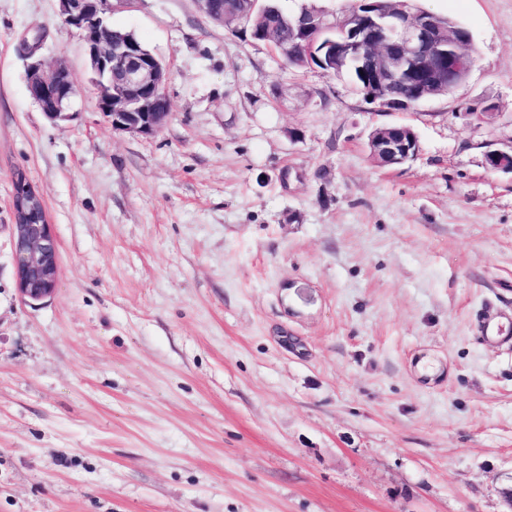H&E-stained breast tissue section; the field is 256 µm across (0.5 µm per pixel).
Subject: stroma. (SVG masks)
Wrapping results in <instances>:
<instances>
[{
  "label": "stroma",
  "instance_id": "35a3bbf8",
  "mask_svg": "<svg viewBox=\"0 0 512 512\" xmlns=\"http://www.w3.org/2000/svg\"><path fill=\"white\" fill-rule=\"evenodd\" d=\"M470 31L403 110L288 66L195 0L110 19L167 68L153 135L113 130L57 0H0V512H512V0H412ZM79 94L51 122L32 60ZM491 119H478L485 107ZM409 126L418 156L373 161ZM60 270L24 300L13 174ZM370 156L383 165L398 166L414 159L420 150L414 132L404 125H385L372 131Z\"/></svg>",
  "mask_w": 512,
  "mask_h": 512
}]
</instances>
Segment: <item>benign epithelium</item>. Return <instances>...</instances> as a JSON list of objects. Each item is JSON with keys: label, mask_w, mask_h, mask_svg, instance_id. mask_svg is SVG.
<instances>
[{"label": "benign epithelium", "mask_w": 512, "mask_h": 512, "mask_svg": "<svg viewBox=\"0 0 512 512\" xmlns=\"http://www.w3.org/2000/svg\"><path fill=\"white\" fill-rule=\"evenodd\" d=\"M113 2L59 0V13L83 41L98 112L114 130L153 135L171 112L164 91L166 68L135 38L112 28ZM305 14L307 20L299 28L329 29L333 36L322 41L303 38L304 57L324 63L330 74L357 63L370 79V100L395 109L443 95L468 76L473 64L468 53L470 33L443 23L430 12L411 13L402 0H353L330 24L323 10L307 9ZM408 76L415 80L416 97L399 100L389 89ZM28 92L50 121L73 116L70 108L76 89L64 62L32 64ZM368 150L379 163L398 166L414 159L420 146L409 127L385 125L372 131ZM485 164L494 172L512 173V150L488 151ZM12 207L18 290L25 298L42 300L56 290L59 252L43 198L21 171L13 177Z\"/></svg>", "instance_id": "7a95c632"}]
</instances>
